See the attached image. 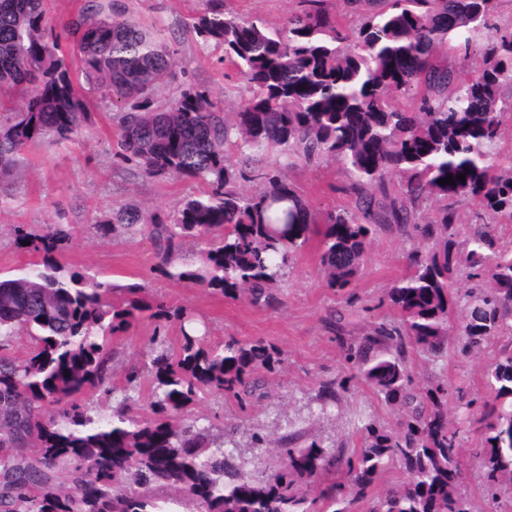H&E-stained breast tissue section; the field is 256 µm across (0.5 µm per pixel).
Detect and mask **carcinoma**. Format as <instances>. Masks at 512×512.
Here are the masks:
<instances>
[{
    "mask_svg": "<svg viewBox=\"0 0 512 512\" xmlns=\"http://www.w3.org/2000/svg\"><path fill=\"white\" fill-rule=\"evenodd\" d=\"M207 2L192 30L224 46V60L252 88L230 123L202 87L158 102L175 50L118 0H88L59 32L46 0H0V178L20 175L25 149L66 141L88 123L94 93L121 110L122 161L149 177L205 186L170 214L125 206L91 224L100 238L120 228L148 235L159 272L172 280L271 306L317 223L326 282L339 291L359 276L376 228L420 240L425 249L409 253L410 272L385 295L398 318L345 343L354 377L397 411V427L363 423L348 457L285 433L275 441L279 467L253 476L234 463V431L217 440L189 413L205 394L242 406L264 397L253 374L280 365L281 351L234 336L208 346L189 313L144 302L141 285L63 265L66 225H16L15 244L34 261L0 276V512H171L158 497L164 490L198 512H349L391 469L402 481L370 500L369 512H468L464 430L448 422L450 400L480 414L483 439L471 452L496 500L512 487V346L486 370L480 402L438 377L414 384L408 354L443 356L453 330L464 354L512 333V248L497 237V224L512 222V172L498 163L512 119L502 99L512 86V25L494 22L497 0H345L361 15L349 33L325 0H300L286 29L241 19L224 0ZM450 53L478 56L481 66L463 76L448 65ZM407 98L410 108L400 104ZM231 138L244 154L278 155L255 192L239 188L243 172L224 153ZM295 158L341 161L354 205L313 214L288 182ZM449 176L454 183H438ZM459 200L474 203L479 220L464 238ZM187 238L209 247L188 258ZM461 276L472 286L455 321ZM146 312L157 322L149 416L132 415L129 396L110 415L89 414L82 397L108 385L112 336ZM172 319L183 336L175 353L156 348ZM19 329L33 341L22 362L2 353ZM317 400L323 411L336 404V383L320 386ZM332 470L341 480L321 483Z\"/></svg>",
    "mask_w": 512,
    "mask_h": 512,
    "instance_id": "1",
    "label": "carcinoma"
}]
</instances>
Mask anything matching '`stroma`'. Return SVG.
<instances>
[{
  "label": "stroma",
  "mask_w": 512,
  "mask_h": 512,
  "mask_svg": "<svg viewBox=\"0 0 512 512\" xmlns=\"http://www.w3.org/2000/svg\"><path fill=\"white\" fill-rule=\"evenodd\" d=\"M129 16L155 28L177 50L176 64L163 87L159 100L168 102L189 85L208 89L216 108L232 118L249 97L248 83L233 66L225 63L223 47L202 43L192 32L191 22L204 11L206 0H123ZM227 11L257 19L279 28L297 11L298 0H224ZM91 123L71 140L53 146H34L25 154V170L20 182L5 180V204L0 207V275L7 276L30 262V255L13 241L12 229L23 224L40 229L46 224H65L71 230V243L62 261L66 266L88 269L100 279L115 284L143 285L146 299H161L169 305L191 309L209 331L211 342L225 337L262 340L278 347L283 354L280 366L260 372L264 398L239 406L232 398L206 396L193 413L200 424L214 434L235 428L239 458L244 468L256 476L269 474L277 466L270 449L251 444L253 433L274 438L286 432L301 433L305 440L321 442L331 452L351 454L360 443L361 418L392 428L396 413L381 402L373 391L356 380L339 344L335 327L345 335H364L372 321L395 318L396 313L383 297L391 284L407 272L406 256L412 242L394 229L378 230L367 250L362 271L350 288L336 292L327 288L320 264V233L294 256L278 302L258 307L247 299L227 298L190 283H176L162 276L153 241L126 234L101 239L91 229L96 218L113 209L135 204L147 212L176 210L187 197L199 194L200 182L167 176L146 177L136 167L116 157L119 110L108 100L92 96ZM293 183L316 212L349 205L345 192L350 177L342 162L327 158L317 163L298 162L287 171ZM155 323L140 318L122 335L112 339V378L110 392H89L84 403L91 414L111 412L116 401L132 395L136 412H143L149 394L145 373L150 358V340ZM501 336L484 345L477 356L448 353L431 358L418 352L409 356L414 382L437 376L449 387L459 388L470 398L486 395L484 372L511 342ZM138 368L144 376L136 391L126 388L125 373ZM327 382L344 384L340 403L327 412L317 408L315 396ZM481 439L479 426L464 435L465 454L460 464L466 472L464 493L475 512H512V493L489 503L484 471L469 453Z\"/></svg>",
  "instance_id": "stroma-1"
}]
</instances>
